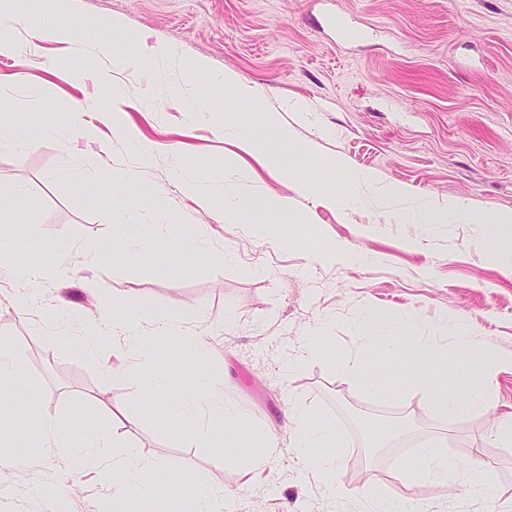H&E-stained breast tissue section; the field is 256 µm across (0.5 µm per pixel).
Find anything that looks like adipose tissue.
<instances>
[{"label":"adipose tissue","instance_id":"adipose-tissue-1","mask_svg":"<svg viewBox=\"0 0 512 512\" xmlns=\"http://www.w3.org/2000/svg\"><path fill=\"white\" fill-rule=\"evenodd\" d=\"M74 8V0H0V56H16L24 41L34 50L38 49L40 43L54 42L64 45L72 56H85L89 45L71 22ZM14 18L32 20L33 25L26 39H19L11 26L10 21ZM340 174L353 186L368 190L376 199H411L413 205L409 214L415 221L425 224H472L479 220L493 225L494 255L504 270L512 273V210L492 212L478 219L460 199L451 198L440 202L425 195L414 196L409 190L384 183L371 171L349 168L339 160L324 162L325 182H332ZM51 251L54 255L52 264L39 267L18 263L1 264L0 276L28 283L33 288L30 302H39L41 293L38 286L43 280L63 282L69 279L73 271L71 252L65 244H55ZM369 321V328L361 332L358 348L339 359V368L343 374L361 388L375 393L384 390L379 371L369 366L368 350H376L378 357L384 361L405 350L411 362L412 382L428 391L434 407L444 416L454 415L463 409L482 413L492 407V393L479 376H471L463 384L450 382L447 354L428 344L424 337L418 336L415 316L400 313L383 318L373 314ZM175 404L183 410L181 429L190 437L200 440L211 438L212 429L205 420V413L216 410L223 417L226 429L244 431L247 440L258 441L262 452L252 459V467H263L277 451L276 437L267 433L249 432L244 412L227 403L219 387L201 383L194 391L177 398ZM288 420L299 448L323 449V456L316 462V473L323 482H330L343 465L340 457L329 452L330 447L336 444V427L311 422L301 414L289 415ZM44 424L61 449L62 461L67 462L76 457L93 458L102 449H109L110 462L103 475L112 482V512H123L129 497L148 496L155 492V462L143 458L129 444L115 441L109 428L100 427L77 438L69 436L67 426L58 418H45ZM457 470L455 459L447 452L439 448H428L420 451L417 468L399 466L395 472L404 486L410 488L424 482L434 485L447 483Z\"/></svg>","mask_w":512,"mask_h":512}]
</instances>
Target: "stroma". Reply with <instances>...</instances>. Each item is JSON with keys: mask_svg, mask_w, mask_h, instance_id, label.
<instances>
[{"mask_svg": "<svg viewBox=\"0 0 512 512\" xmlns=\"http://www.w3.org/2000/svg\"><path fill=\"white\" fill-rule=\"evenodd\" d=\"M102 15L125 22L108 53L92 49L77 60L49 44L15 81L0 58V193L15 183L27 189L13 222L0 228V245L11 261L42 264L49 245L64 241L76 262L67 286H43L60 306L50 324L24 306L25 285L0 278V332L21 379L0 401V512H100L112 497L98 478L102 460L61 465L47 416L76 434L113 423L120 440L167 472L224 489L233 512H374L378 498L403 495L424 512H512V446L495 439L490 418L436 413L421 388L404 386V356L380 366L383 380L402 384L395 397L362 390L337 364L368 312L415 315L447 349L460 382L465 356L445 322L465 323L477 347L512 352V275L492 256V226L416 224L402 200L339 209L298 194L323 160L339 158L418 195L511 210L512 0H77L73 21L91 40ZM160 43L178 47L176 67L155 62ZM116 56L137 68L113 69ZM200 58L237 74L252 99L225 103L196 69ZM78 69L86 78L77 90ZM102 69L134 94L128 119L152 147V164L141 165L139 144L108 123L101 134L112 157L103 164L96 142L47 136L48 127L73 122L74 99L107 107L111 92L96 79ZM191 106L240 114L249 140L226 139L214 117L188 123ZM274 115L315 146L311 155L288 154L286 175L268 158ZM71 162L82 179L59 177ZM177 164L210 187L205 201L184 194L171 174ZM273 200L287 201V210L271 209ZM155 210L171 238L204 235L209 253L159 252L150 243L127 251L114 225ZM339 241L363 260H318ZM98 312L138 317L145 336L157 330L155 314H180L183 337L166 339L157 356L168 391L223 386L253 428L278 440L263 473L248 479L255 450L225 439L220 415L208 418L212 438L196 442L137 374L113 376L111 339L80 349ZM323 321L330 328L316 341L320 357L284 373ZM197 334L207 335L206 351L189 346ZM293 409L339 430L334 450L345 466L335 494L298 459L286 420ZM410 442L446 444L463 466L480 449L487 490L473 495L462 477L448 489L405 488L389 456Z\"/></svg>", "mask_w": 512, "mask_h": 512, "instance_id": "1", "label": "stroma"}]
</instances>
